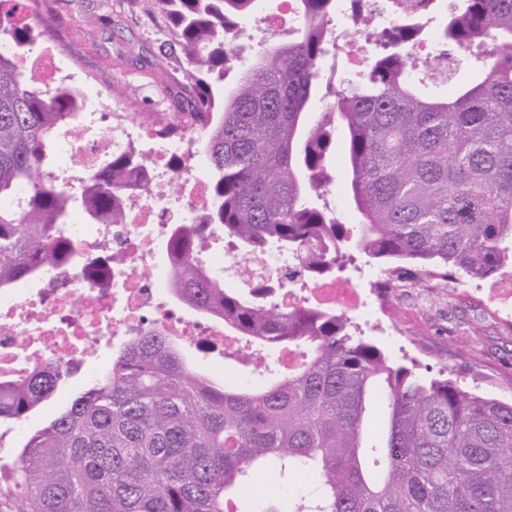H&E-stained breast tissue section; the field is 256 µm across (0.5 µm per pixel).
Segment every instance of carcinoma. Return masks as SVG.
Wrapping results in <instances>:
<instances>
[{"instance_id":"carcinoma-1","label":"carcinoma","mask_w":512,"mask_h":512,"mask_svg":"<svg viewBox=\"0 0 512 512\" xmlns=\"http://www.w3.org/2000/svg\"><path fill=\"white\" fill-rule=\"evenodd\" d=\"M0 11V292L68 262L62 234L82 201L118 217L127 157L112 156L70 193L53 171L59 132L83 119L70 84L49 92L18 62L32 36L53 38L32 0ZM172 21L183 53V110L205 128L214 205L172 244L176 298L224 319L245 340L297 350L271 371L265 357L228 356L262 377L254 388L197 371L160 333L112 353L85 383L0 458V512H227L241 488L276 468L304 471L314 512H512V403L450 378L426 380L355 335L342 313L258 299L273 289L228 288L193 260L212 225L257 253L274 244L314 278L347 250L409 260L423 274L489 279L512 264V0H450L441 53L482 49V77L453 98L427 95L406 76L418 31L398 25L359 73L325 84L336 54L334 0H299L297 36L234 72L235 40L252 0H132ZM328 110L310 121L315 102ZM346 132L347 203L355 231L319 204L336 123ZM24 185L27 202L4 204ZM59 367L0 383V424L29 418L67 383ZM383 408L380 444L363 446L368 402ZM253 512H303L275 497Z\"/></svg>"}]
</instances>
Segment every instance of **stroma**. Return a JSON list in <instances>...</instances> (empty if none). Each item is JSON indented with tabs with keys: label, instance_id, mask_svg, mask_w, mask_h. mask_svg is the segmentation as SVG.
<instances>
[{
	"label": "stroma",
	"instance_id": "stroma-1",
	"mask_svg": "<svg viewBox=\"0 0 512 512\" xmlns=\"http://www.w3.org/2000/svg\"><path fill=\"white\" fill-rule=\"evenodd\" d=\"M42 15L53 17L68 43L63 65L75 75L83 93L117 102L120 111L142 120L157 113H177L184 82L179 47L169 45L165 15H147L128 0H42ZM122 95L112 98V86ZM406 278L416 279L389 298L372 325L349 311L353 331L377 345L398 365L417 374L448 377L477 393L512 400V318L498 314L480 284L460 277L444 280L419 275L403 262ZM313 486L302 479L282 481L267 472L242 490L240 512L260 500L279 497L311 499Z\"/></svg>",
	"mask_w": 512,
	"mask_h": 512
}]
</instances>
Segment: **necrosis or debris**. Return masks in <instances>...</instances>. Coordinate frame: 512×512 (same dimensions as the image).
<instances>
[{"instance_id": "4bbe7bcc", "label": "necrosis or debris", "mask_w": 512, "mask_h": 512, "mask_svg": "<svg viewBox=\"0 0 512 512\" xmlns=\"http://www.w3.org/2000/svg\"><path fill=\"white\" fill-rule=\"evenodd\" d=\"M372 10L375 29L400 22L421 28L422 39L411 53L425 57L430 68L451 70L442 59L434 19L421 12L416 0H364ZM349 0H336L330 25L338 38L346 67L333 74L363 67L359 37L353 30ZM301 19L294 0H254L239 30L260 27L275 37L296 28ZM81 131L63 130L56 146L54 169L68 176L71 188L112 154L134 153L144 171L131 176L122 189L125 206L120 217L88 218L84 207L70 212L63 233L77 251L72 260L47 268L36 280L0 292V381L27 377L52 364L79 370L84 377L99 374L89 357L101 344L122 346L130 339L156 331L183 342L219 350H235L239 336L223 321L191 312L171 290L169 241L174 228L201 217L212 203L209 183L201 172L207 157L201 149L204 131L188 114L159 113L167 132L127 112H115L84 101ZM195 261L238 288L246 277L264 272L279 276L276 303L292 307L303 297L332 309H355L371 316L372 307L345 279L305 281L294 273L293 261L277 249L260 257L244 255L223 239H203Z\"/></svg>"}]
</instances>
